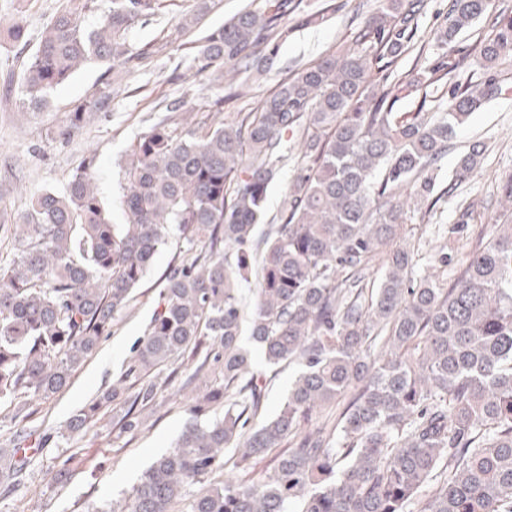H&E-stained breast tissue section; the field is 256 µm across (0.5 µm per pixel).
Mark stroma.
Returning a JSON list of instances; mask_svg holds the SVG:
<instances>
[{"mask_svg":"<svg viewBox=\"0 0 512 512\" xmlns=\"http://www.w3.org/2000/svg\"><path fill=\"white\" fill-rule=\"evenodd\" d=\"M61 2L0 0V225L19 223L34 192L62 188L70 175L85 165L96 179L113 223H124L121 166L133 143L160 117L166 104L183 100L200 106L226 88L225 83L212 81L206 74L193 81H173L174 72L187 70L195 55L181 23L199 0H162L157 14L135 24L128 35L133 47L155 45V56L116 69L108 63L88 64L51 93L43 111H24V66ZM376 5L377 0H302L299 12L288 18L290 34L270 73L240 100V108L256 107L296 65L311 63L337 43L349 42L352 16H367ZM323 6L328 9L323 22L302 23L303 13ZM447 9L448 0H428L416 47L402 57L400 71L412 68L417 55L431 60L440 55L443 50L435 44L431 31ZM16 20L26 29L27 48L17 46L9 34ZM106 80L115 89L110 107L89 113L79 132L63 139L60 131L74 106L91 99ZM476 142L485 143L487 151L461 193L474 203L471 238L486 240L494 225L503 220L501 189L512 177V78L504 81L500 94L459 127L438 163L442 180L451 178L458 156ZM188 247L179 230H172L168 245L155 256L129 307L116 318L96 354L61 394L34 403V413L23 426L35 435L48 436L49 441L30 464L26 489L0 502V512H100L107 505L122 506L143 470L171 448L190 419L182 387L189 372L185 366L176 371L167 365L156 370V377L164 383L159 404L137 434L120 433L113 415L82 437H68L64 428L79 408L108 388L125 368L145 335L166 273ZM64 460L69 461L73 477L47 491L54 466Z\"/></svg>","mask_w":512,"mask_h":512,"instance_id":"1","label":"stroma"}]
</instances>
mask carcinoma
Here are the masks:
<instances>
[{"mask_svg": "<svg viewBox=\"0 0 512 512\" xmlns=\"http://www.w3.org/2000/svg\"><path fill=\"white\" fill-rule=\"evenodd\" d=\"M490 4L449 0L433 30L437 46L456 42ZM299 6L264 0L205 32L191 69L228 68L237 83L199 108V119L165 108L136 140L122 169L125 223L111 222L87 168L61 189L33 194L14 225L16 254L0 265V407L20 424L32 401L70 385L129 306L169 225L179 224L200 252L188 250L169 269L125 369L66 426L80 437L120 405V431L135 434L160 392L145 377L167 364L192 366L190 381L202 388L188 404L192 421L120 512H173L177 500L188 501L187 512H512V224L473 244L471 205L458 202V220L432 255L441 272L418 277L402 201L409 188L433 208L480 166L483 143L460 154L452 181L435 191L437 161L457 128L501 91L512 15L494 17L480 41L484 80L462 83L453 75L465 55L397 72L426 0H380L351 48L292 70L251 112L224 111L267 74ZM159 8L160 0H111L88 28L96 0H67L25 66V111L43 108L90 62L119 68L152 55L133 48L128 33ZM430 92L440 111H393ZM113 95L102 84L61 136ZM288 133L301 143L296 173L275 231L257 241ZM454 242L470 248L459 265L448 252ZM256 260L250 339L267 364L299 365L278 412L257 423L265 379L241 343L239 297ZM339 399L332 424H314ZM219 407L223 415L210 416ZM12 442L0 448V500L25 487L44 446L24 428ZM285 442L263 480H215L226 455L242 470Z\"/></svg>", "mask_w": 512, "mask_h": 512, "instance_id": "1", "label": "carcinoma"}]
</instances>
